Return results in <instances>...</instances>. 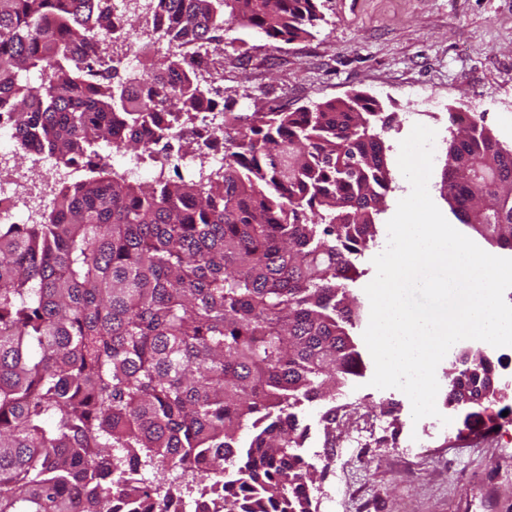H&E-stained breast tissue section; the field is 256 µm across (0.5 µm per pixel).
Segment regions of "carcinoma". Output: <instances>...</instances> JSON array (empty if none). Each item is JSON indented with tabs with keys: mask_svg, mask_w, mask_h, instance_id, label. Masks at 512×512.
I'll list each match as a JSON object with an SVG mask.
<instances>
[{
	"mask_svg": "<svg viewBox=\"0 0 512 512\" xmlns=\"http://www.w3.org/2000/svg\"><path fill=\"white\" fill-rule=\"evenodd\" d=\"M160 2L173 50L124 76L94 42L120 22L105 0H0V110L88 173L44 223L0 224V512H182L174 472L222 512H310L301 408L362 368L346 282L393 189L381 104L233 112L184 47L234 23L307 37L319 0ZM207 110L222 169L138 183L101 162ZM449 121L451 212L512 250V150ZM492 370L482 355L453 384Z\"/></svg>",
	"mask_w": 512,
	"mask_h": 512,
	"instance_id": "carcinoma-1",
	"label": "carcinoma"
}]
</instances>
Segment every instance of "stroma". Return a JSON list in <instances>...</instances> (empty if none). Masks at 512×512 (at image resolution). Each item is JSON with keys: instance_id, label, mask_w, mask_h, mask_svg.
Here are the masks:
<instances>
[{"instance_id": "1", "label": "stroma", "mask_w": 512, "mask_h": 512, "mask_svg": "<svg viewBox=\"0 0 512 512\" xmlns=\"http://www.w3.org/2000/svg\"><path fill=\"white\" fill-rule=\"evenodd\" d=\"M323 21L313 37L269 46L256 32L233 24L214 52L215 75L239 112L311 107L354 94L378 100L390 118L383 139L394 190L377 218L378 245L356 260L359 276L348 290L359 321L349 333L362 353L361 376L333 396L303 408L310 427L304 445L316 467L310 495L315 512H492L491 500L512 503V357L486 342L499 391L483 400L481 416L493 432L488 444L468 446L466 409L448 404L453 355L436 369L438 411L452 431L432 418L413 421L408 397L370 381L373 359L363 342L370 319L364 291L376 270L387 222L410 185L398 166L399 144L414 123L435 129L429 193L450 215L442 177L450 133L448 115L478 102L477 120L512 149V0H320ZM335 409L338 421L320 417ZM427 433V445L407 450L410 435Z\"/></svg>"}]
</instances>
